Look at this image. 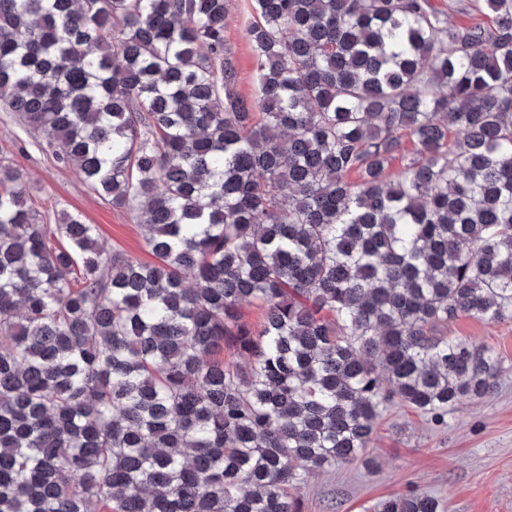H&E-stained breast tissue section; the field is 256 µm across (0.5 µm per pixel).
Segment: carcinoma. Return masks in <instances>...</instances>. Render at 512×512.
I'll return each instance as SVG.
<instances>
[{"label": "carcinoma", "instance_id": "obj_1", "mask_svg": "<svg viewBox=\"0 0 512 512\" xmlns=\"http://www.w3.org/2000/svg\"><path fill=\"white\" fill-rule=\"evenodd\" d=\"M250 2L253 97L229 0H0V109L155 257L0 158V512H302L391 402L496 388L445 328L512 319V0ZM249 0H231L225 20L224 37L233 52L239 70V93L251 97L258 92L256 63L246 36L251 20Z\"/></svg>", "mask_w": 512, "mask_h": 512}]
</instances>
